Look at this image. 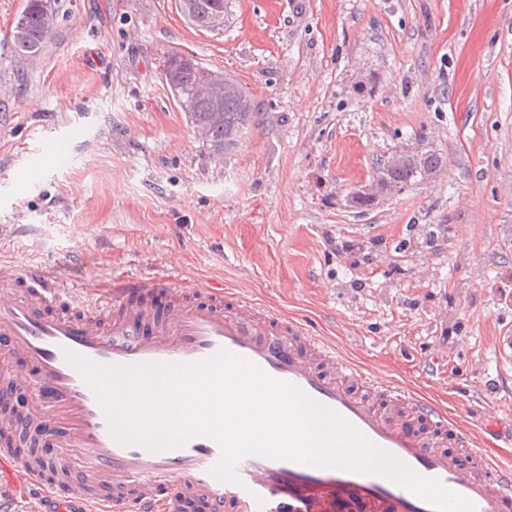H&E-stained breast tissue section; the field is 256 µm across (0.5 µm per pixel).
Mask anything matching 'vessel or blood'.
Masks as SVG:
<instances>
[{"label": "vessel or blood", "instance_id": "1", "mask_svg": "<svg viewBox=\"0 0 512 512\" xmlns=\"http://www.w3.org/2000/svg\"><path fill=\"white\" fill-rule=\"evenodd\" d=\"M245 359L336 411L376 446L427 479L472 501L477 512H512V465L489 442L424 395L399 389L377 405L378 381L334 340L308 324L243 301L232 289L185 290L166 279H127L107 295L38 270H0V358L28 368L0 391V512L40 486L42 512H435L379 474L318 468L249 455L240 484L211 473L218 445L197 437L153 452L111 435L96 397L66 360L75 352L103 365L196 363L218 351ZM27 391L31 408L13 404ZM54 445L56 453L40 454ZM89 488L69 487L70 453Z\"/></svg>", "mask_w": 512, "mask_h": 512}]
</instances>
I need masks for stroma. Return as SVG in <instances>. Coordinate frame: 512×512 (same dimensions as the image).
I'll use <instances>...</instances> for the list:
<instances>
[{
  "mask_svg": "<svg viewBox=\"0 0 512 512\" xmlns=\"http://www.w3.org/2000/svg\"><path fill=\"white\" fill-rule=\"evenodd\" d=\"M223 31L178 0H57L21 62L0 0V262L223 281L308 320L385 384L495 424L512 461V0H232ZM171 52L248 91L212 156L167 86ZM418 147L433 183L348 196Z\"/></svg>",
  "mask_w": 512,
  "mask_h": 512,
  "instance_id": "1",
  "label": "stroma"
}]
</instances>
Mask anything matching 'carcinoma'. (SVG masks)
Wrapping results in <instances>:
<instances>
[{"mask_svg":"<svg viewBox=\"0 0 512 512\" xmlns=\"http://www.w3.org/2000/svg\"><path fill=\"white\" fill-rule=\"evenodd\" d=\"M21 17L23 27L11 32V42L17 54L32 58L39 55L52 34L54 21L50 18L44 0H27ZM197 72L182 68L179 73L178 90L175 96L181 108L188 112L196 127L208 131L206 146L210 152L224 150L229 153L237 148L242 134L249 127L254 112L253 101L247 94L224 99L221 105L199 97L194 92ZM443 165L442 158L431 152L422 153L415 165L388 170L380 166L376 181L382 185L393 181L406 188L420 182L421 172L437 169Z\"/></svg>","mask_w":512,"mask_h":512,"instance_id":"cac0c4a2","label":"carcinoma"}]
</instances>
